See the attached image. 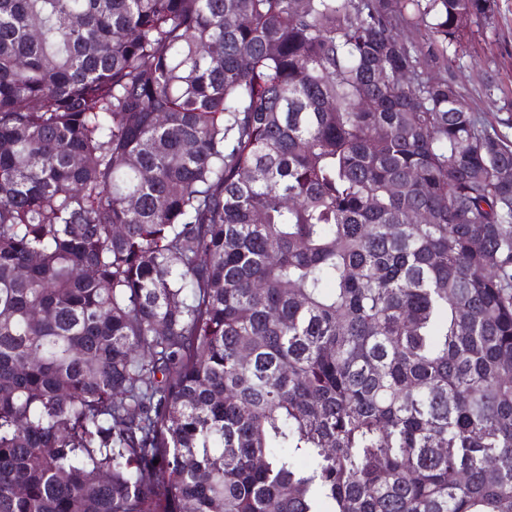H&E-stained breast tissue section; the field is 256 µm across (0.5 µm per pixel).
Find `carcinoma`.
<instances>
[{"label":"carcinoma","instance_id":"cac0c4a2","mask_svg":"<svg viewBox=\"0 0 512 512\" xmlns=\"http://www.w3.org/2000/svg\"><path fill=\"white\" fill-rule=\"evenodd\" d=\"M496 7L0 0V512H512ZM497 4L493 18L473 26L477 55L461 59L460 80L475 111L512 140V121L501 123V119L512 117V0H497ZM488 75L494 76L500 87L491 96L483 87Z\"/></svg>","mask_w":512,"mask_h":512}]
</instances>
